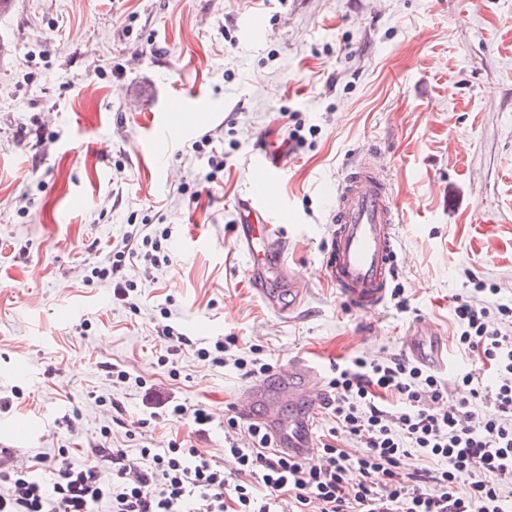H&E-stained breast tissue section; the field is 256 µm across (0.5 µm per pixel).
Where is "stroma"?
<instances>
[{
    "instance_id": "stroma-1",
    "label": "stroma",
    "mask_w": 512,
    "mask_h": 512,
    "mask_svg": "<svg viewBox=\"0 0 512 512\" xmlns=\"http://www.w3.org/2000/svg\"><path fill=\"white\" fill-rule=\"evenodd\" d=\"M254 12L267 28L258 42L245 31ZM193 84L221 111L169 113L193 130L153 142L135 103L156 111ZM292 112L302 141L272 205L291 214L285 261L305 296L282 317L247 284L234 204L260 177L256 144L275 149ZM361 156L398 202L406 300L372 313L350 311L323 266L325 189ZM146 224L170 229L168 261L127 268L136 290L115 296L95 272ZM488 288L512 301V0H9L0 11V442L23 456L66 448L85 463V440L108 426L113 447L187 438L233 470L224 435L244 436L246 421L227 420L249 380L199 348L231 336L275 369L298 355L326 369L398 356L415 319L460 334L455 297ZM167 325L190 340L174 356ZM103 361L131 382H112ZM153 389L212 423L195 433L152 417Z\"/></svg>"
}]
</instances>
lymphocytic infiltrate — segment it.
<instances>
[{
  "mask_svg": "<svg viewBox=\"0 0 512 512\" xmlns=\"http://www.w3.org/2000/svg\"><path fill=\"white\" fill-rule=\"evenodd\" d=\"M493 313L512 319V306L456 299L454 343L472 367L450 386L401 358L333 364L324 407L335 425L312 458L270 451L256 422L248 443L225 446L230 474L184 440L132 456L101 437L88 465L65 448L0 461V512H95L104 501L109 512H512V336ZM414 449L430 464L404 471Z\"/></svg>",
  "mask_w": 512,
  "mask_h": 512,
  "instance_id": "f902f5d3",
  "label": "lymphocytic infiltrate"
}]
</instances>
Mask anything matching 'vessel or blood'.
Wrapping results in <instances>:
<instances>
[{"instance_id": "b4317fda", "label": "vessel or blood", "mask_w": 512, "mask_h": 512, "mask_svg": "<svg viewBox=\"0 0 512 512\" xmlns=\"http://www.w3.org/2000/svg\"><path fill=\"white\" fill-rule=\"evenodd\" d=\"M216 104L200 87L171 95L164 112L143 111L139 118L157 139L168 141L190 133L191 125H166L165 112L216 111ZM255 163L265 171L259 186L251 188L236 205L239 246L250 253L248 276L252 288L279 314L294 310L303 293L296 288L283 259L279 223L270 221V200L279 187L280 173L291 166L288 153L260 149ZM335 206L333 229L325 250V269L338 296L352 310L375 312L383 307L398 268L397 205L388 180L374 163L363 160L331 191ZM405 357L429 370L445 374L450 369L448 343L438 328L419 321L401 339ZM327 391L318 364L302 357L249 386L234 405L245 420L262 407L260 421L275 448L301 459L312 455V418L325 403ZM294 407L290 422H282L279 404Z\"/></svg>"}]
</instances>
